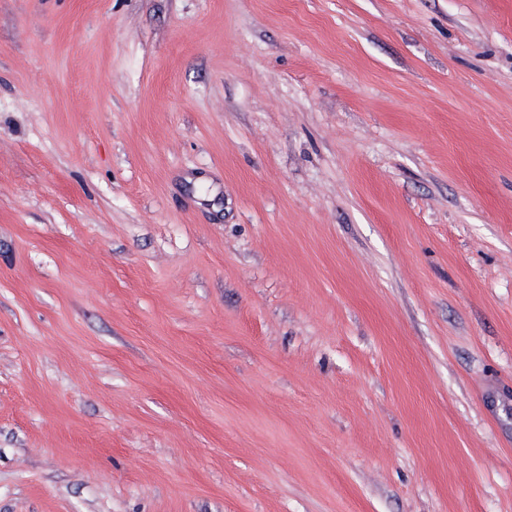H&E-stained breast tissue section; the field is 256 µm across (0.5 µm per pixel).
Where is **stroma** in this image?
Listing matches in <instances>:
<instances>
[{
	"label": "stroma",
	"mask_w": 512,
	"mask_h": 512,
	"mask_svg": "<svg viewBox=\"0 0 512 512\" xmlns=\"http://www.w3.org/2000/svg\"><path fill=\"white\" fill-rule=\"evenodd\" d=\"M0 512H512V0H0Z\"/></svg>",
	"instance_id": "35a3bbf8"
}]
</instances>
